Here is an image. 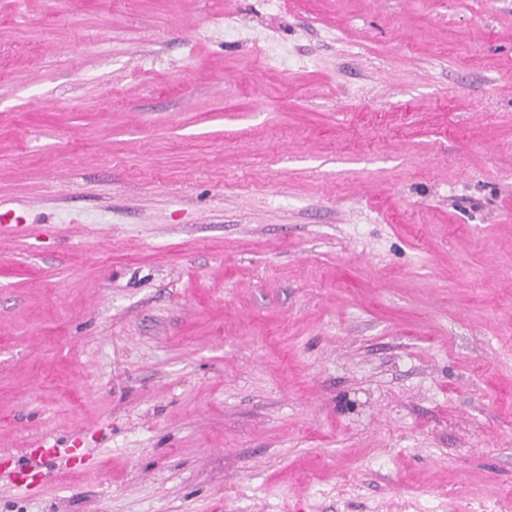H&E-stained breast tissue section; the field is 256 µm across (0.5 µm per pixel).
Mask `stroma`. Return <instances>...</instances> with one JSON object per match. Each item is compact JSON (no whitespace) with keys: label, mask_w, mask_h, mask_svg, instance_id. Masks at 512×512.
I'll return each instance as SVG.
<instances>
[{"label":"stroma","mask_w":512,"mask_h":512,"mask_svg":"<svg viewBox=\"0 0 512 512\" xmlns=\"http://www.w3.org/2000/svg\"><path fill=\"white\" fill-rule=\"evenodd\" d=\"M2 224L0 512H512V0H0ZM57 453L54 442L50 440H42L36 449H31L29 452V461L25 468L13 473L14 482L20 486L26 488L31 478L32 480L41 475L40 469L43 467L45 462L52 458Z\"/></svg>","instance_id":"stroma-1"}]
</instances>
